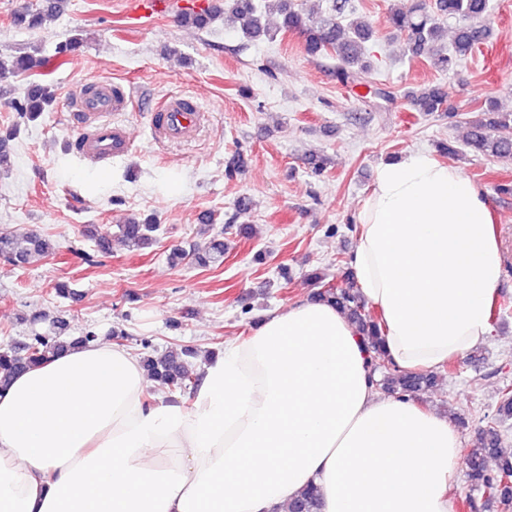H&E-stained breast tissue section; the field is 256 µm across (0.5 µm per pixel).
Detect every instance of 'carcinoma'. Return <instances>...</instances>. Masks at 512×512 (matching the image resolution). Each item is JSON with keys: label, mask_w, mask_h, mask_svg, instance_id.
Masks as SVG:
<instances>
[{"label": "carcinoma", "mask_w": 512, "mask_h": 512, "mask_svg": "<svg viewBox=\"0 0 512 512\" xmlns=\"http://www.w3.org/2000/svg\"><path fill=\"white\" fill-rule=\"evenodd\" d=\"M64 0H41L36 8H23L13 14V22L29 30L42 27L46 19L57 14ZM279 4L283 16L282 26L287 31L297 32L303 38L306 54L317 56L333 51L338 57L336 68L338 80L346 86L360 85L361 75L371 68L366 54L367 44L375 37V29L364 20H354L344 27L337 18L345 7V0H336L334 14L309 16L291 6V0H274ZM224 7L231 17L240 23L241 31L249 38L269 35L262 24L255 0H226ZM435 9L442 15H451L459 20L449 53H435L434 44L443 40L445 30L428 13L424 4L413 0L398 3L390 8L387 24L393 31L406 36L409 50L414 56H427L430 63L443 71L456 62L471 55L490 36L486 19L491 13L490 0H435ZM216 13L200 8L182 14V21L199 30L207 28L215 19ZM79 42L75 39L56 46L54 57L41 54L39 48L33 52L14 58L10 65L0 60V83L8 78L34 75L16 101L17 117L24 122L35 121L55 98L54 83L49 79L52 73V59L65 63L68 55L75 52ZM414 106L420 112H447L448 93L439 87L426 88L412 94ZM484 118L470 124L469 143L478 152L512 160V111L503 112L498 101L488 99ZM17 133V127H8L0 135V171L11 167L9 142ZM159 229L157 217L153 214L142 220H131L118 225L119 235L135 250L152 247L156 243ZM57 246L51 240L34 233L0 235V261L6 265L20 267L35 256H53ZM172 265L192 262L200 266L216 264L224 260V237L213 235L196 243L189 251L174 250L169 255ZM318 290L313 297L329 302L342 310L364 338L367 350L372 353V370L380 368L386 361L381 346L379 317L367 308L365 301L352 283V277L343 278L345 285H333L324 276L315 272L311 275ZM69 323L58 317L52 321L49 331L35 333L18 344L0 347V389L8 387L13 377L31 367L45 363L49 358L75 347L93 341L95 333L91 329L77 336H67ZM198 356L194 348L169 350L161 355H147L141 358L148 375L169 392L191 394L199 377L191 369L192 359ZM434 384V377L428 373L401 371L396 366L386 370L383 379L376 381L385 392L402 398H416ZM495 422L483 427L477 434L473 447L466 459L468 477L473 490L489 500H496L503 506L512 505V486L504 485V480L512 481V454L501 448L502 432L498 424L512 419V386L501 391L496 410ZM495 461V467H488V460ZM291 512H320V495L312 488L292 504Z\"/></svg>", "instance_id": "obj_1"}]
</instances>
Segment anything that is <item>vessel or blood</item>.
Returning <instances> with one entry per match:
<instances>
[{
    "instance_id": "1",
    "label": "vessel or blood",
    "mask_w": 512,
    "mask_h": 512,
    "mask_svg": "<svg viewBox=\"0 0 512 512\" xmlns=\"http://www.w3.org/2000/svg\"><path fill=\"white\" fill-rule=\"evenodd\" d=\"M95 94L76 96L74 116L88 131L81 152L87 159L108 161L126 154L132 145L126 129L112 120L113 113L127 111L133 100L130 88L99 82ZM208 115L191 96H171L150 109V129L159 141L193 138L207 122Z\"/></svg>"
}]
</instances>
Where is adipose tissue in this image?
I'll return each mask as SVG.
<instances>
[{"label": "adipose tissue", "instance_id": "adipose-tissue-1", "mask_svg": "<svg viewBox=\"0 0 512 512\" xmlns=\"http://www.w3.org/2000/svg\"><path fill=\"white\" fill-rule=\"evenodd\" d=\"M352 271L400 369L487 341L504 271L482 190L412 151L381 163ZM332 304L261 316L204 366L191 406L145 404L137 358L90 343L0 392V512H453L460 439L444 415L381 393Z\"/></svg>", "mask_w": 512, "mask_h": 512}]
</instances>
